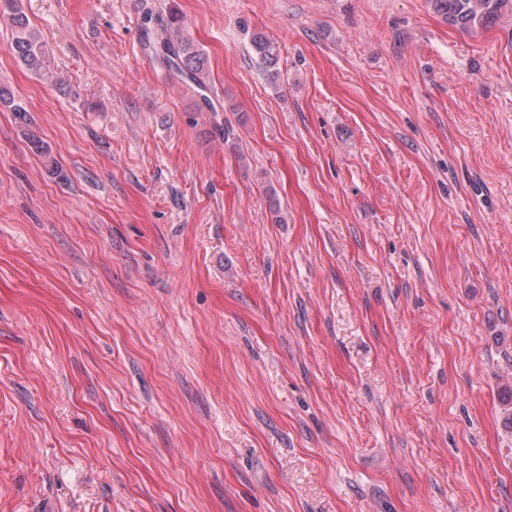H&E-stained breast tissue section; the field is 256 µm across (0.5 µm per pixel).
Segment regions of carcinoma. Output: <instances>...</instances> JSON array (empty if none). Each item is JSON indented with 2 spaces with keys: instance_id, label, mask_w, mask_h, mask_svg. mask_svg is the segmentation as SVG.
<instances>
[{
  "instance_id": "obj_1",
  "label": "carcinoma",
  "mask_w": 512,
  "mask_h": 512,
  "mask_svg": "<svg viewBox=\"0 0 512 512\" xmlns=\"http://www.w3.org/2000/svg\"><path fill=\"white\" fill-rule=\"evenodd\" d=\"M11 10V23L14 27L9 50L31 72H38L42 65V45L38 36L29 26L18 0H8ZM431 6L448 23L465 30L485 28L496 19L509 12L512 14V0H431ZM168 36L156 43L155 53L160 63L172 76L180 81L191 83L199 90L208 88L206 53L183 32L181 15L169 13L165 22ZM251 46L259 63L269 73L272 83L279 78L278 46L262 33L251 38ZM32 150L45 159L51 174L63 176V170L52 156L49 145L39 139L30 141Z\"/></svg>"
}]
</instances>
